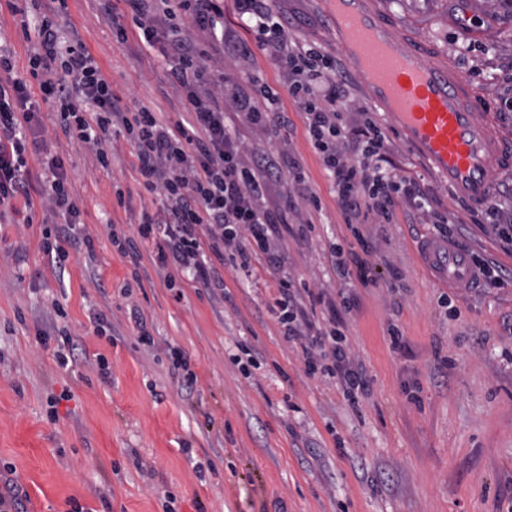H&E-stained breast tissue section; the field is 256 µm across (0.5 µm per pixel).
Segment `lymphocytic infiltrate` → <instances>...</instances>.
Instances as JSON below:
<instances>
[{"label":"lymphocytic infiltrate","instance_id":"lymphocytic-infiltrate-1","mask_svg":"<svg viewBox=\"0 0 512 512\" xmlns=\"http://www.w3.org/2000/svg\"><path fill=\"white\" fill-rule=\"evenodd\" d=\"M126 2L143 45L159 49L171 78L185 90L186 121L173 123L147 106L125 102L79 36L64 35L66 0H30L34 20L21 24L23 39L33 42L25 75H16L10 48L0 45V221L42 219L41 247L57 265H64L71 253H93L92 239L76 231L81 209L70 192L65 159L45 153L40 171L32 172L28 143L43 130L45 107L55 112L66 137L95 148L101 166L110 164L108 143L125 138L133 147L139 183L158 205L141 215L136 238H125L121 253L134 259L136 241L152 243L165 276L190 273L216 294L224 290L222 266L247 276L260 270L272 274L269 313L283 338L300 345L307 371L337 380L349 400L368 396L370 379L350 357L345 319L353 310L348 283L367 281L371 274L364 258L369 241L356 232L357 254L331 246L332 269L344 284L338 294L313 291L305 281L289 277L281 247L287 224L266 195L284 180L298 185L304 199L313 201L317 195L299 163L275 149L246 152L224 122L229 100L242 121L267 139L292 124L276 89L267 85L259 94L245 93L217 66V56L248 53L239 37L224 28V0ZM233 3L243 25L287 79L288 93L341 206L357 219L372 213L388 219L397 196L421 198L417 184L402 185L377 170L385 145L373 122L364 121L358 130L366 144L364 162H348L339 152L338 143L348 137L341 60L287 33L277 19V0ZM191 24L202 39L188 35ZM37 197L47 203L41 217L33 209ZM208 253L213 261H205ZM319 306L328 319L317 328L310 314Z\"/></svg>","mask_w":512,"mask_h":512}]
</instances>
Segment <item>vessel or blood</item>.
I'll use <instances>...</instances> for the list:
<instances>
[{
	"instance_id": "b4317fda",
	"label": "vessel or blood",
	"mask_w": 512,
	"mask_h": 512,
	"mask_svg": "<svg viewBox=\"0 0 512 512\" xmlns=\"http://www.w3.org/2000/svg\"><path fill=\"white\" fill-rule=\"evenodd\" d=\"M327 16L353 72L370 74V104L457 198L486 204L498 173L512 166V145L494 132L476 88L427 48L411 47L371 0H329ZM422 256L439 284L477 282L469 255L452 243L427 238Z\"/></svg>"
}]
</instances>
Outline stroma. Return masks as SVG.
Returning a JSON list of instances; mask_svg holds the SVG:
<instances>
[{"mask_svg": "<svg viewBox=\"0 0 512 512\" xmlns=\"http://www.w3.org/2000/svg\"><path fill=\"white\" fill-rule=\"evenodd\" d=\"M410 43L449 60L485 97L495 130L512 142V7L498 0H375ZM67 18L127 102L181 120L183 92L156 51L141 43L126 0L105 14L98 0H67ZM283 25L301 41L336 54L327 0H279ZM127 29L116 43L113 21ZM245 59L223 61L227 78L271 85L292 125L278 149L299 161L319 206L272 186L268 203L304 233L284 234L287 271L311 289L340 283L331 244L358 250L352 217L339 204L306 136L288 86L258 44ZM347 118L369 117L384 134V169L417 182L418 206L397 199L392 221L368 215L372 279L356 284L346 334L371 379L372 394L353 404L336 384L308 377L299 346L267 311L270 276L224 268L216 296L179 274L168 286L151 243L139 260L123 257L113 235L134 233L153 198L137 182L132 148L110 146L102 168L94 148L57 130L43 135L67 157L80 204L79 234L94 256H71L53 273L38 226L0 223V475L28 496L29 512H507L512 506V246L498 226L512 215V168L497 177L484 223L399 140L350 78ZM124 201H117L114 185ZM464 224L468 253L493 262L501 283L441 291L422 266L418 244L435 235L437 216ZM68 312L82 343L76 363L54 359V304ZM138 307L153 345L138 343ZM103 318L93 331V315ZM403 333L391 349L390 327ZM178 349L196 376L174 369ZM260 364L244 376L234 356ZM105 357L107 372L96 359Z\"/></svg>", "mask_w": 512, "mask_h": 512, "instance_id": "35a3bbf8", "label": "stroma"}]
</instances>
